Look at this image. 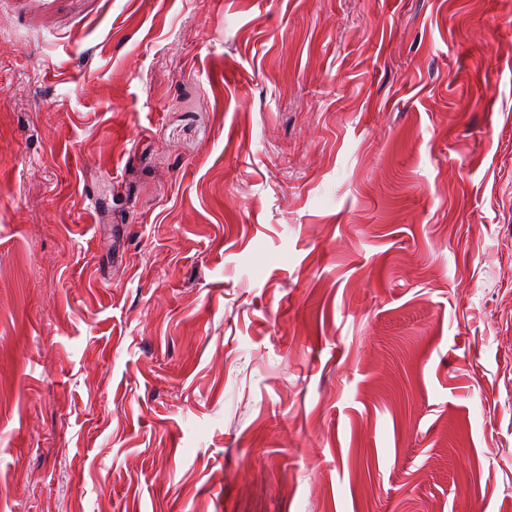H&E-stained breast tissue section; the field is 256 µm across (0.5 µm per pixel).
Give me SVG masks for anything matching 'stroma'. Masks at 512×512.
<instances>
[{
  "label": "stroma",
  "mask_w": 512,
  "mask_h": 512,
  "mask_svg": "<svg viewBox=\"0 0 512 512\" xmlns=\"http://www.w3.org/2000/svg\"><path fill=\"white\" fill-rule=\"evenodd\" d=\"M0 512H512V0H0Z\"/></svg>",
  "instance_id": "1"
}]
</instances>
